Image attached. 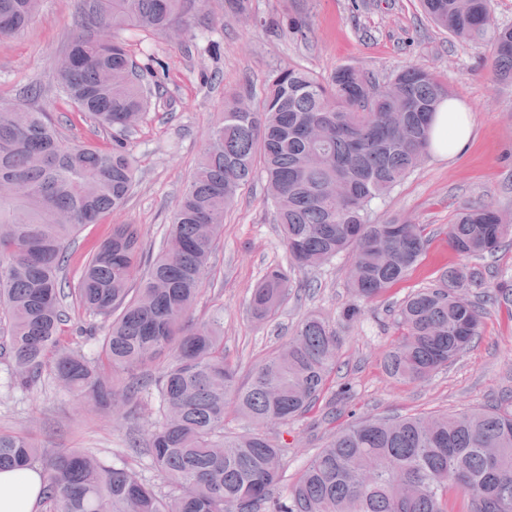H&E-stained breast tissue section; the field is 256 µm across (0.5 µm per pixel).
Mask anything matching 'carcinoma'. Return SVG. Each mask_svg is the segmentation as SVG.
Masks as SVG:
<instances>
[{"label": "carcinoma", "mask_w": 512, "mask_h": 512, "mask_svg": "<svg viewBox=\"0 0 512 512\" xmlns=\"http://www.w3.org/2000/svg\"><path fill=\"white\" fill-rule=\"evenodd\" d=\"M81 2L57 79L80 111L112 131V149L65 144L46 113L0 105V314L8 323L0 359L11 386L24 391L51 356L63 389L112 413L138 408L137 382H121L115 372L153 376L160 422L146 438V455L167 490L125 463L42 448L17 433H0V471H39L53 512H512V411L501 409L352 423L308 460L286 499L275 496L288 443L264 425L286 426L314 406L336 367V328L318 314L303 316L241 385L224 356L221 318L192 319L224 215L258 169L289 265L268 267L252 289L253 319L277 311L295 270L342 253L358 270L347 280L346 322L361 316L360 301L403 279L426 250L423 230L399 219L373 224L369 210L427 157L431 119L448 86L416 66L393 75L390 91L353 66L327 79L292 66L272 78L256 105H243L246 94L226 95L161 254L150 257L140 225L114 224L67 290L60 273L73 235L132 194L128 136L151 105L124 44L100 42L90 31L184 32L194 0ZM39 5L0 0V37L23 31ZM421 5L455 38L489 44L494 77L512 83V27L495 25L491 0ZM251 10V0H224L233 16ZM510 239L511 210L460 209L448 240L466 262L394 311L400 337L384 359L389 375L422 381L466 351L483 315L470 294L512 306V274L489 282L467 263ZM69 297L110 321L102 336L93 326L86 331L96 344L92 358L62 342ZM230 403L251 429L224 430Z\"/></svg>", "instance_id": "obj_1"}]
</instances>
